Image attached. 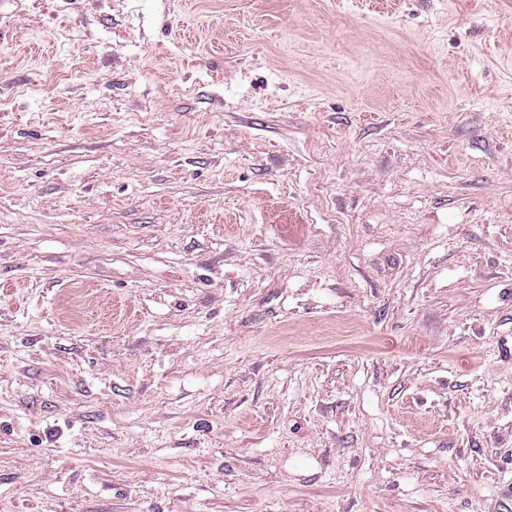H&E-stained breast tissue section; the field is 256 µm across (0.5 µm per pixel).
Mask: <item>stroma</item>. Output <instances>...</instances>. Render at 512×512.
Listing matches in <instances>:
<instances>
[{
  "label": "stroma",
  "instance_id": "obj_1",
  "mask_svg": "<svg viewBox=\"0 0 512 512\" xmlns=\"http://www.w3.org/2000/svg\"><path fill=\"white\" fill-rule=\"evenodd\" d=\"M0 29V512H501L512 0Z\"/></svg>",
  "mask_w": 512,
  "mask_h": 512
}]
</instances>
